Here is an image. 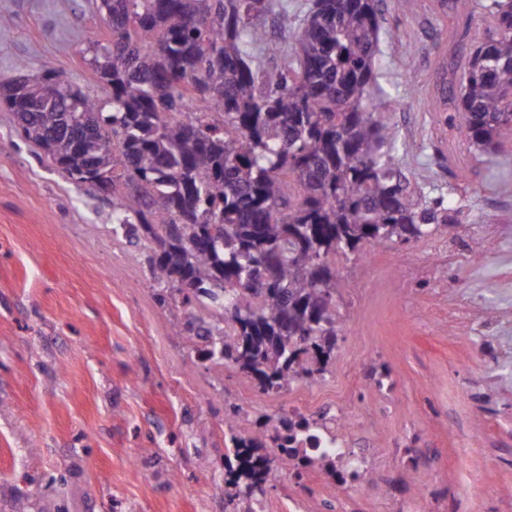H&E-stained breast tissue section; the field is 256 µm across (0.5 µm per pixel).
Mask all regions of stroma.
<instances>
[{"label":"stroma","mask_w":512,"mask_h":512,"mask_svg":"<svg viewBox=\"0 0 512 512\" xmlns=\"http://www.w3.org/2000/svg\"><path fill=\"white\" fill-rule=\"evenodd\" d=\"M0 81L54 68L102 95L90 43L111 31L90 0H0ZM442 0L381 7L378 81L402 171L462 223L410 244L370 241L336 260L341 330L324 377L261 394L201 361L160 303L142 243L112 232V206L73 184L0 109V512H226L224 408L254 433L290 404L343 402L376 449L375 481L338 488L274 460L264 512H512V167L472 147L430 103L455 24ZM385 366L386 395L354 389ZM410 451L398 445L415 428Z\"/></svg>","instance_id":"obj_1"}]
</instances>
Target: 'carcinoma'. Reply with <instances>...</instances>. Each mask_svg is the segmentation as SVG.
<instances>
[{"instance_id":"carcinoma-1","label":"carcinoma","mask_w":512,"mask_h":512,"mask_svg":"<svg viewBox=\"0 0 512 512\" xmlns=\"http://www.w3.org/2000/svg\"><path fill=\"white\" fill-rule=\"evenodd\" d=\"M380 0H93L112 29L91 63L96 98L53 69L0 82L21 136L75 184L112 200V232L145 243L160 300L186 307L180 335L262 392L323 375L336 343V254L416 242L462 221L398 168L376 86ZM493 34L448 60V105L475 147L512 130V0L485 5ZM281 38L266 28L269 17ZM283 56L263 70L261 56ZM225 438L232 512H264L279 459H311L282 416Z\"/></svg>"}]
</instances>
